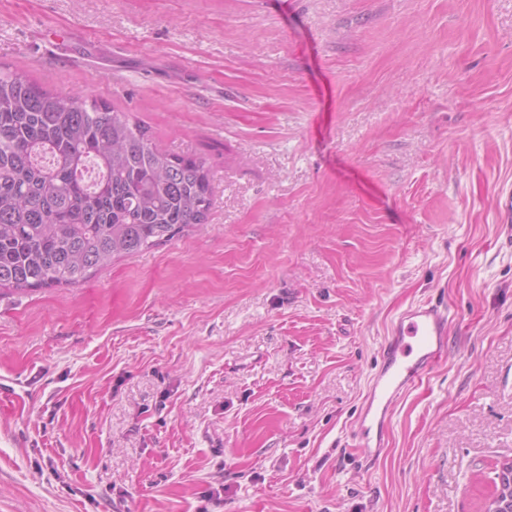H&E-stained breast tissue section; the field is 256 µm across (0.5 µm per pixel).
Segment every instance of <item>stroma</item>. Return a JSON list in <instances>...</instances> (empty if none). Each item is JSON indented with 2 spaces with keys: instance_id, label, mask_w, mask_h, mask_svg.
I'll use <instances>...</instances> for the list:
<instances>
[{
  "instance_id": "stroma-1",
  "label": "stroma",
  "mask_w": 512,
  "mask_h": 512,
  "mask_svg": "<svg viewBox=\"0 0 512 512\" xmlns=\"http://www.w3.org/2000/svg\"><path fill=\"white\" fill-rule=\"evenodd\" d=\"M0 66L212 173L204 228L0 296V512H482L512 460V0H0ZM424 301L448 356L364 459ZM450 322L447 304L427 302L403 313L391 328L382 346V365L352 426L367 459L381 457L387 448L393 400L446 359Z\"/></svg>"
}]
</instances>
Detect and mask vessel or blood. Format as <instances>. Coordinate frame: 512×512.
<instances>
[{"label":"vessel or blood","instance_id":"b4317fda","mask_svg":"<svg viewBox=\"0 0 512 512\" xmlns=\"http://www.w3.org/2000/svg\"><path fill=\"white\" fill-rule=\"evenodd\" d=\"M447 304L427 302L412 307L391 328L376 372L352 434L366 458L376 459L387 448L393 400L413 388L448 354Z\"/></svg>","mask_w":512,"mask_h":512}]
</instances>
